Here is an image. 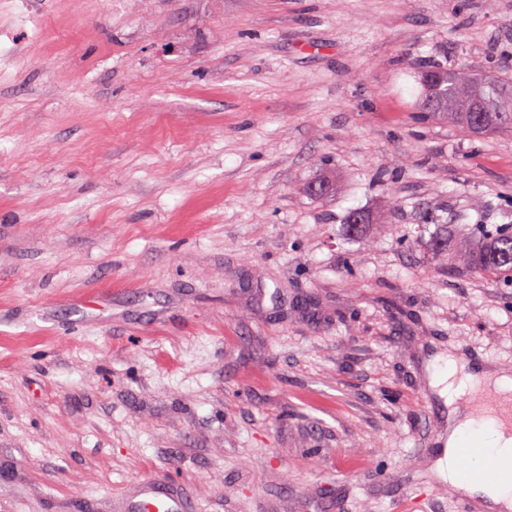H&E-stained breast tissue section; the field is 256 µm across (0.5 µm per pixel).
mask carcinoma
<instances>
[{
    "mask_svg": "<svg viewBox=\"0 0 512 512\" xmlns=\"http://www.w3.org/2000/svg\"><path fill=\"white\" fill-rule=\"evenodd\" d=\"M420 83L424 88L420 108L431 117L446 116L467 131L471 115L482 112L488 119L485 131L512 128L511 120H497L498 113L512 112L511 74L474 77L430 62L421 74ZM461 270L492 278L512 277V227L504 225L485 231L482 239L468 251Z\"/></svg>",
    "mask_w": 512,
    "mask_h": 512,
    "instance_id": "carcinoma-1",
    "label": "carcinoma"
}]
</instances>
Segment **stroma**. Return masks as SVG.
<instances>
[{
	"label": "stroma",
	"instance_id": "1",
	"mask_svg": "<svg viewBox=\"0 0 512 512\" xmlns=\"http://www.w3.org/2000/svg\"><path fill=\"white\" fill-rule=\"evenodd\" d=\"M433 59L512 73V0H0V512H455L427 366L512 374L455 252L512 133L423 118ZM159 481L152 478L144 483V490L140 499L134 501L130 512H180V506L172 499L159 501L153 491V486Z\"/></svg>",
	"mask_w": 512,
	"mask_h": 512
}]
</instances>
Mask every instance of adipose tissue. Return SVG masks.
Wrapping results in <instances>:
<instances>
[{"label":"adipose tissue","mask_w":512,"mask_h":512,"mask_svg":"<svg viewBox=\"0 0 512 512\" xmlns=\"http://www.w3.org/2000/svg\"><path fill=\"white\" fill-rule=\"evenodd\" d=\"M434 385L440 386V394L454 398L466 389L476 387L487 390L496 398H503L512 389V376L487 370H471L449 364L447 372L433 371ZM469 438L479 439L489 452L500 456L512 455V426L501 420L494 408L479 405L472 411L454 417L448 432V440L437 461L439 475L454 485L463 486L464 490L482 493L499 506L501 512H512V482L485 483L481 481L462 482L460 467L457 463V451L461 443Z\"/></svg>","instance_id":"obj_1"}]
</instances>
